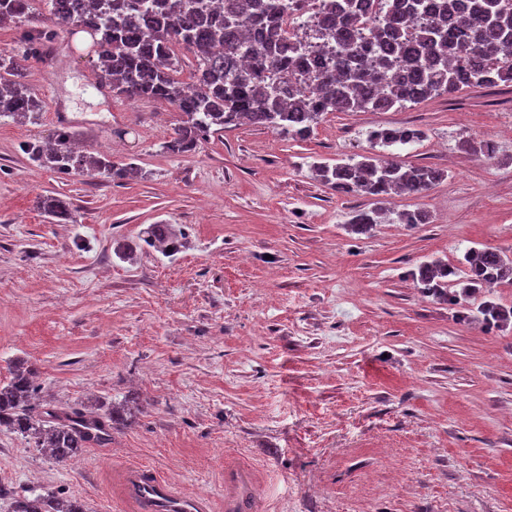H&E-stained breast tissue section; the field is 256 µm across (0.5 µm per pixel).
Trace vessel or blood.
<instances>
[{"label": "vessel or blood", "instance_id": "1", "mask_svg": "<svg viewBox=\"0 0 512 512\" xmlns=\"http://www.w3.org/2000/svg\"><path fill=\"white\" fill-rule=\"evenodd\" d=\"M257 474L246 464L224 467V499L184 490L154 467L129 464L113 480L115 496L126 512H255Z\"/></svg>", "mask_w": 512, "mask_h": 512}]
</instances>
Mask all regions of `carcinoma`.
I'll use <instances>...</instances> for the list:
<instances>
[{
	"label": "carcinoma",
	"instance_id": "carcinoma-1",
	"mask_svg": "<svg viewBox=\"0 0 512 512\" xmlns=\"http://www.w3.org/2000/svg\"><path fill=\"white\" fill-rule=\"evenodd\" d=\"M44 0L61 30L79 26L99 36V83L118 96L174 104L183 114L181 125L165 148L192 152L213 134L248 123L272 129L291 140H306L329 112L389 110L417 104L441 93L464 88L512 83V0H361L370 26L358 38L353 0H333L319 37L336 44L321 62L289 58L302 42L290 44L288 21L308 0ZM33 0H0V22L34 16ZM266 27L247 41L240 28ZM185 45L194 55L195 83L189 94L175 78L178 59L173 47ZM250 59L236 69L230 55ZM407 67L389 72L397 61ZM314 83L302 87L300 72ZM41 100L27 82L19 53L0 51V117L29 118L42 111ZM415 127L379 128L369 140L382 146L408 145L423 139ZM24 153L40 167L60 173L105 174L121 181L133 168L105 156L77 150L76 134L56 130L53 140L30 141ZM325 184L341 194L366 196L382 203L394 193L418 196L439 182L444 173L430 165L407 166L395 160L365 157L319 168ZM40 208L64 223L74 222L70 203L53 196ZM381 209L362 210L352 230L365 234L379 223ZM399 222L430 223L427 211L415 208L399 214ZM144 242L177 251L168 224H154ZM464 270L440 260L424 263L414 274L421 292L449 304L476 300L496 285L512 282V258L493 248H471ZM459 286L451 292L448 284ZM491 325L512 314V306L483 300L477 308ZM34 369L16 364L8 383L0 382V432L20 435L66 462L94 445L112 440L115 423H126L135 406L124 402L102 413L60 411L36 403ZM11 497V512H83L73 499L41 494L18 495L0 485V499Z\"/></svg>",
	"mask_w": 512,
	"mask_h": 512
}]
</instances>
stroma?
<instances>
[{
    "label": "stroma",
    "instance_id": "1",
    "mask_svg": "<svg viewBox=\"0 0 512 512\" xmlns=\"http://www.w3.org/2000/svg\"><path fill=\"white\" fill-rule=\"evenodd\" d=\"M78 35L21 60L39 116L0 118V380L24 361L40 400L133 398L140 412L66 463L0 432V483L124 512L103 467L148 464L220 500L225 462L241 460L257 472L260 512H512V320L463 317L413 279L473 247L512 257V83L332 112L304 141L244 124L173 154L181 111L100 87L97 47ZM57 110L85 151L135 175L31 162L20 145L51 140ZM404 126L424 138L368 139ZM468 138L496 155L469 153ZM365 156L445 177L390 198L382 224L355 235L351 215L373 201L337 193L315 167ZM45 194L70 202L73 223L38 208ZM418 207L431 223H399ZM152 224L170 225L180 250L116 257V242ZM423 137L424 132L415 127L379 128L369 133V140L382 146H404L419 142Z\"/></svg>",
    "mask_w": 512,
    "mask_h": 512
}]
</instances>
